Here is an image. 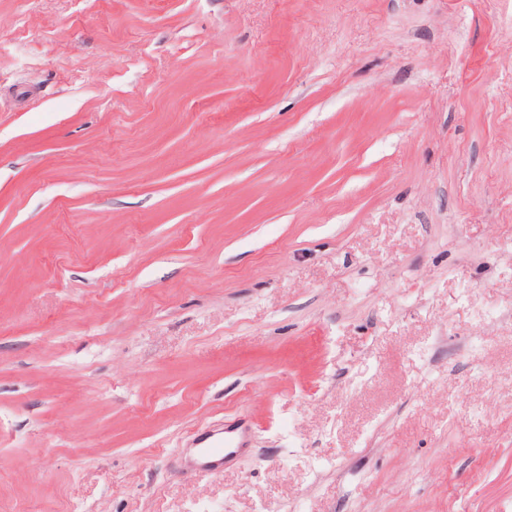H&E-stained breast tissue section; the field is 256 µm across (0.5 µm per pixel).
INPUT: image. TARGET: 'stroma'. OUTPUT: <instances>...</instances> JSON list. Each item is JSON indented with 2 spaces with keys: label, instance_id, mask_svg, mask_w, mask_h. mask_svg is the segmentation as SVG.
I'll list each match as a JSON object with an SVG mask.
<instances>
[{
  "label": "stroma",
  "instance_id": "stroma-1",
  "mask_svg": "<svg viewBox=\"0 0 512 512\" xmlns=\"http://www.w3.org/2000/svg\"><path fill=\"white\" fill-rule=\"evenodd\" d=\"M0 512H512V0H0ZM196 445L200 447L193 448L194 453L186 461L194 470L210 473L223 470L228 458L226 448H242L243 440L237 429L220 433L212 430L202 433Z\"/></svg>",
  "mask_w": 512,
  "mask_h": 512
}]
</instances>
